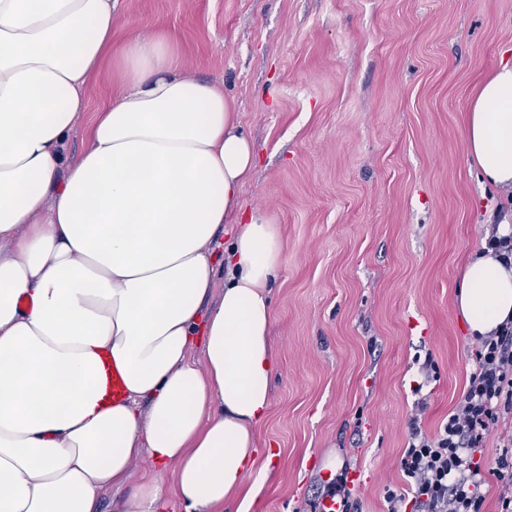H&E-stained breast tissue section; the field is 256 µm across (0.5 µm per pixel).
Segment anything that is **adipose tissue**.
<instances>
[{
  "label": "adipose tissue",
  "instance_id": "1",
  "mask_svg": "<svg viewBox=\"0 0 512 512\" xmlns=\"http://www.w3.org/2000/svg\"><path fill=\"white\" fill-rule=\"evenodd\" d=\"M120 20L119 0H0V512H99L122 486L112 512H224L276 457L258 428L282 245L240 202L256 145L173 40L113 46ZM107 57L112 97L71 154ZM463 137L479 179L512 186V64L478 84ZM456 306L489 334L512 269L472 253Z\"/></svg>",
  "mask_w": 512,
  "mask_h": 512
}]
</instances>
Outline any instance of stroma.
I'll list each match as a JSON object with an SVG mask.
<instances>
[{
  "mask_svg": "<svg viewBox=\"0 0 512 512\" xmlns=\"http://www.w3.org/2000/svg\"><path fill=\"white\" fill-rule=\"evenodd\" d=\"M150 29L234 99L259 149L242 209L282 243L259 429L279 456L248 512H314L331 458L359 474L363 512H386L415 402L434 432L475 363L464 263L490 214L512 219L462 134L478 82L512 60V0H123L121 36Z\"/></svg>",
  "mask_w": 512,
  "mask_h": 512,
  "instance_id": "stroma-1",
  "label": "stroma"
}]
</instances>
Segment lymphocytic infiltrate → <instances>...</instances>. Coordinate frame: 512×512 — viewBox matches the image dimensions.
I'll return each instance as SVG.
<instances>
[{
    "mask_svg": "<svg viewBox=\"0 0 512 512\" xmlns=\"http://www.w3.org/2000/svg\"><path fill=\"white\" fill-rule=\"evenodd\" d=\"M400 457L405 491L387 489V512H482L487 477L503 489L498 512H512V321L477 337L475 366L461 398L434 433L418 417ZM500 448L489 468L474 458L489 437Z\"/></svg>",
    "mask_w": 512,
    "mask_h": 512,
    "instance_id": "f902f5d3",
    "label": "lymphocytic infiltrate"
}]
</instances>
